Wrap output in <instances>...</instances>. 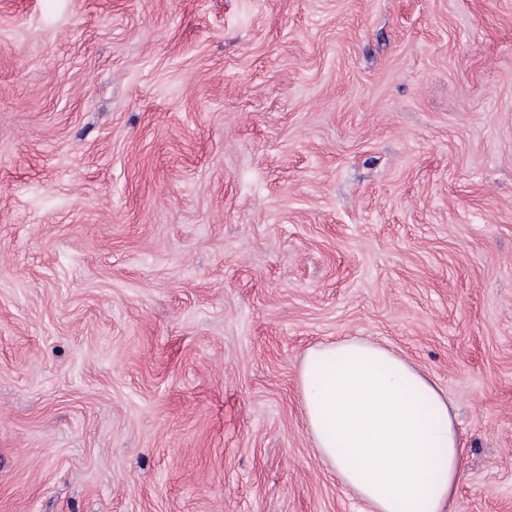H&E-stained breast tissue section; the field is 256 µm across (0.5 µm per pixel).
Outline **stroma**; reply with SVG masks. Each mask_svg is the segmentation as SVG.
Listing matches in <instances>:
<instances>
[{"instance_id": "obj_1", "label": "stroma", "mask_w": 512, "mask_h": 512, "mask_svg": "<svg viewBox=\"0 0 512 512\" xmlns=\"http://www.w3.org/2000/svg\"><path fill=\"white\" fill-rule=\"evenodd\" d=\"M353 336L512 512V0H0V512H362Z\"/></svg>"}]
</instances>
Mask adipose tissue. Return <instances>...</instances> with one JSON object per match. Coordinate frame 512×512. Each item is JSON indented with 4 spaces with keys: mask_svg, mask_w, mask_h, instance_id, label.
Instances as JSON below:
<instances>
[{
    "mask_svg": "<svg viewBox=\"0 0 512 512\" xmlns=\"http://www.w3.org/2000/svg\"><path fill=\"white\" fill-rule=\"evenodd\" d=\"M306 425L365 512H456L466 450L446 394L359 337L310 348L299 372Z\"/></svg>",
    "mask_w": 512,
    "mask_h": 512,
    "instance_id": "obj_1",
    "label": "adipose tissue"
}]
</instances>
